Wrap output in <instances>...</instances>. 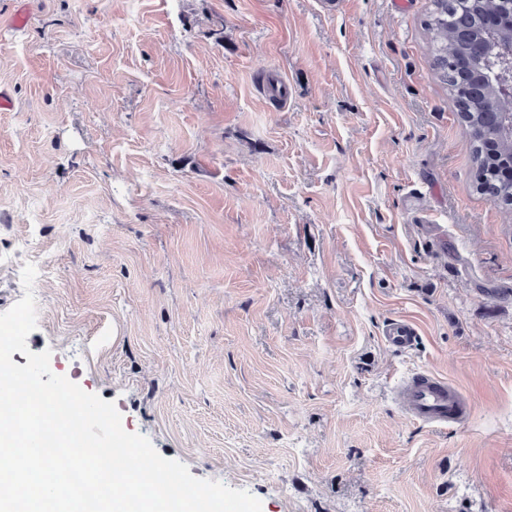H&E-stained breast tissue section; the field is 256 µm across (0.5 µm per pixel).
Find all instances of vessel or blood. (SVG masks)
<instances>
[{
	"label": "vessel or blood",
	"instance_id": "b4317fda",
	"mask_svg": "<svg viewBox=\"0 0 512 512\" xmlns=\"http://www.w3.org/2000/svg\"><path fill=\"white\" fill-rule=\"evenodd\" d=\"M408 417L430 426H444L461 420L466 405L459 392L430 372L407 376L398 388Z\"/></svg>",
	"mask_w": 512,
	"mask_h": 512
}]
</instances>
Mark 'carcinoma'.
Returning a JSON list of instances; mask_svg holds the SVG:
<instances>
[{
  "mask_svg": "<svg viewBox=\"0 0 512 512\" xmlns=\"http://www.w3.org/2000/svg\"><path fill=\"white\" fill-rule=\"evenodd\" d=\"M426 30L434 63L467 129L475 164L474 188L512 210V97L498 79L512 78V43L503 0H433Z\"/></svg>",
  "mask_w": 512,
  "mask_h": 512,
  "instance_id": "cac0c4a2",
  "label": "carcinoma"
}]
</instances>
